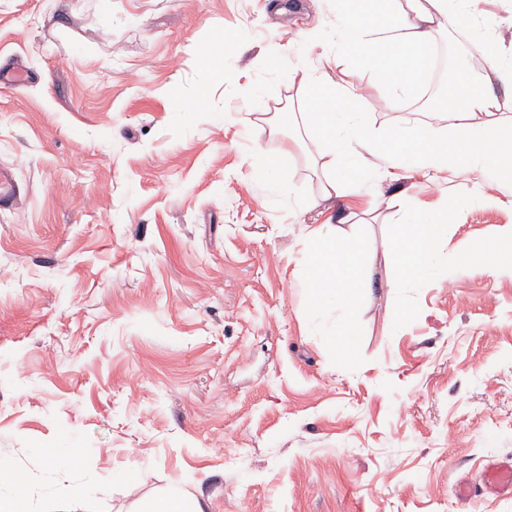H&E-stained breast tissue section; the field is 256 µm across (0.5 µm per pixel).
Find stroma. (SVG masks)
Wrapping results in <instances>:
<instances>
[{"instance_id":"1","label":"stroma","mask_w":512,"mask_h":512,"mask_svg":"<svg viewBox=\"0 0 512 512\" xmlns=\"http://www.w3.org/2000/svg\"><path fill=\"white\" fill-rule=\"evenodd\" d=\"M478 10L512 43V0ZM332 27L326 0H0V64L30 75L0 84V162L24 188L0 212V454L41 512L167 492L210 512H512L455 492L512 463V276L473 263L403 284L390 251L408 214L446 209L439 247L459 256L512 227V187L400 171L324 197L288 70L335 79ZM426 109L417 93L366 122ZM327 223L372 249L348 364L306 329L301 251ZM63 446L74 461L53 470ZM282 162L279 157H269L264 161L262 188L268 196H278L286 192L287 184L281 176Z\"/></svg>"}]
</instances>
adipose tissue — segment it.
<instances>
[{
  "mask_svg": "<svg viewBox=\"0 0 512 512\" xmlns=\"http://www.w3.org/2000/svg\"><path fill=\"white\" fill-rule=\"evenodd\" d=\"M477 0H330L336 81L289 71L305 92L306 107L320 132L319 151L330 159L325 196L365 187L379 169L442 172L465 169L477 178L512 176V50L505 52L475 34ZM473 31V48L484 60L481 76L460 71L446 91L448 129L431 124L368 128L365 109L353 108L357 81L373 72L384 81L389 103L412 95L429 67L428 46L442 26ZM448 213L413 214L395 230L390 248L396 278L418 283L433 270L462 273L465 260L449 261L438 246ZM308 300L307 329L336 349L343 362L356 356L354 319L368 292L371 254L360 235L319 225L302 251ZM0 512H33L32 497L14 464L0 456Z\"/></svg>",
  "mask_w": 512,
  "mask_h": 512,
  "instance_id": "1",
  "label": "adipose tissue"
}]
</instances>
